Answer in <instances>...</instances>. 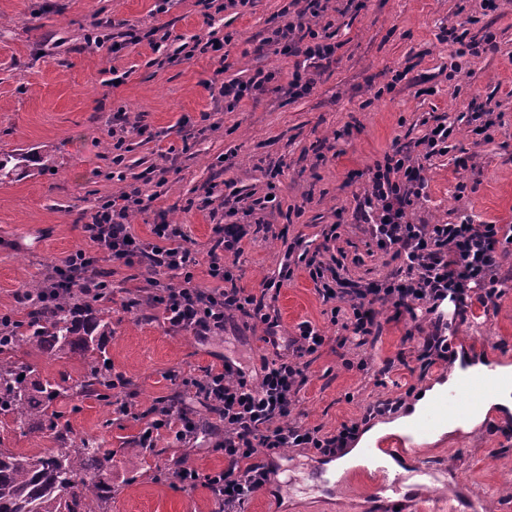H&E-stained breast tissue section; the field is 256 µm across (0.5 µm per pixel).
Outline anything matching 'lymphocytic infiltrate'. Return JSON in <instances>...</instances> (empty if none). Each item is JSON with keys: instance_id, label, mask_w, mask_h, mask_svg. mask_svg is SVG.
Masks as SVG:
<instances>
[{"instance_id": "f902f5d3", "label": "lymphocytic infiltrate", "mask_w": 512, "mask_h": 512, "mask_svg": "<svg viewBox=\"0 0 512 512\" xmlns=\"http://www.w3.org/2000/svg\"><path fill=\"white\" fill-rule=\"evenodd\" d=\"M325 10L324 0H306L305 9L298 11L295 19L273 30L272 42L281 45L283 52L308 61L329 59L334 44L311 25ZM422 171V163L410 153L386 157L371 168V190L358 207L365 232L378 250L401 258L402 273L340 292L335 288V268L314 256L307 259L306 266L323 299L339 298L349 306L351 314L342 325L347 342L358 348L370 343L380 330L377 309L387 305L412 322L419 358L432 366L447 362L448 338L441 326L425 330L424 317L446 301L459 313L475 300L486 308L494 304L504 284L496 246L501 239L512 238V226L474 224L467 219L457 224L410 223L407 209L424 187ZM142 205L141 192L135 189L98 206L84 227L91 247L64 260L59 268L62 283L91 287L104 279L105 273L98 267L102 253L116 267L138 265L153 277L171 272L176 282L159 283L150 295L153 303L163 306L170 330L205 339L223 333L229 319L241 316L265 325L266 343L277 345L276 321L265 313L262 300L243 295L235 287L228 263L229 258L241 254L245 239L266 228L264 202L257 199L245 206L240 196L225 199L228 215L241 211L250 221L214 225L207 269L208 276L218 282L214 288L201 287L195 281L199 260L183 225H153L147 240L133 234L129 214ZM323 343L319 330L304 321L287 352L263 367L259 382H251L242 368L230 362L221 371L208 373L205 381L190 380L196 398L212 405L224 424L218 446L224 452L225 466L208 473L181 466L173 471L174 480L185 487L208 488L216 512H244L268 480L269 468L257 459L258 449L273 454L283 448H311L321 455H334L345 448L358 423L324 434L289 418L305 381L303 359ZM158 411L159 418L147 423L140 434L143 447H156L165 429L173 430L179 441L196 439L199 426L184 409L164 399Z\"/></svg>"}]
</instances>
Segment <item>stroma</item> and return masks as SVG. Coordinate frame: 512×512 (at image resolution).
<instances>
[{
    "mask_svg": "<svg viewBox=\"0 0 512 512\" xmlns=\"http://www.w3.org/2000/svg\"><path fill=\"white\" fill-rule=\"evenodd\" d=\"M289 4L253 0L208 15L201 0H0V153L52 156L40 173L0 183V313L18 310L16 294L27 283L45 280L67 255L88 248L83 224L127 185L153 198L148 210L131 215L135 234L150 238L152 225L164 220L184 225L200 260L195 278L206 288L213 285L207 253L224 217L225 187L248 201L274 193L266 219L275 234L245 242L235 283L244 294L263 296L281 336L294 335L305 320L324 334L323 346L308 358L291 417L332 433L388 398L395 405L380 419L396 418L403 403L447 370L422 365L406 339L411 322L389 308L381 311L372 347L341 345L331 321L334 301L323 300L305 261L286 252L302 243L338 265L351 284L398 269V260L378 251L353 222L368 188L365 170L397 148L419 155L420 140L439 123L454 133L448 152L426 163L427 187L411 221L455 224L467 216L477 224L512 225V0L495 11L482 10L480 0H366L361 9L329 0L336 52L318 68L310 93L298 98L283 89L297 57L265 42ZM452 28L470 40L492 31L496 48L452 72ZM103 30L112 32L118 51L95 45ZM194 37L225 42V51L179 53ZM161 39L167 48L155 51ZM260 68L276 72L281 91L228 105L224 83L248 80ZM476 96L494 120L481 134L471 119ZM117 112L150 131L126 134L118 168L110 151ZM160 177L166 185L159 194L153 181ZM285 264L291 279L265 289ZM148 287L140 267L112 272V298L103 304L112 331L103 345L124 385L113 390L111 406L77 396L58 408H80L71 419L72 440L95 438L112 452V494L103 512H212L207 488L184 489L167 477L181 460L202 471L223 468L224 454L214 449L222 433L208 405L185 399L192 417L210 423L194 445L163 440L145 454L133 447L156 400L176 394L182 379H205L227 360L256 379L274 351L262 340V326L237 318L205 341L170 330L162 307L147 304ZM438 312L458 343L512 363V288L488 311L476 302L458 316L447 302ZM423 454L437 472L424 505H445L461 491L485 500L492 512H512V418L489 416L474 433L427 445ZM269 461L279 483L272 497L255 494L247 512H360L378 480L353 470L331 490L292 494L288 480L302 478L309 464H327V457L286 448Z\"/></svg>",
    "mask_w": 512,
    "mask_h": 512,
    "instance_id": "1",
    "label": "stroma"
}]
</instances>
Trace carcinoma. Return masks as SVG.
I'll use <instances>...</instances> for the list:
<instances>
[{"mask_svg": "<svg viewBox=\"0 0 512 512\" xmlns=\"http://www.w3.org/2000/svg\"><path fill=\"white\" fill-rule=\"evenodd\" d=\"M40 153L15 150L0 154V183L20 169L44 165ZM43 285L27 290L25 313L0 331V416H8L22 435L38 431L57 443L54 452L27 455L0 448V512H101L111 493L106 477L111 457L95 439L73 445L69 415L57 409L74 394L112 405V369L103 361L99 338L110 328L100 296L55 292L50 304L38 306ZM35 349L48 357H77L85 366L79 381L63 385L35 376L36 368L18 354Z\"/></svg>", "mask_w": 512, "mask_h": 512, "instance_id": "carcinoma-1", "label": "carcinoma"}]
</instances>
